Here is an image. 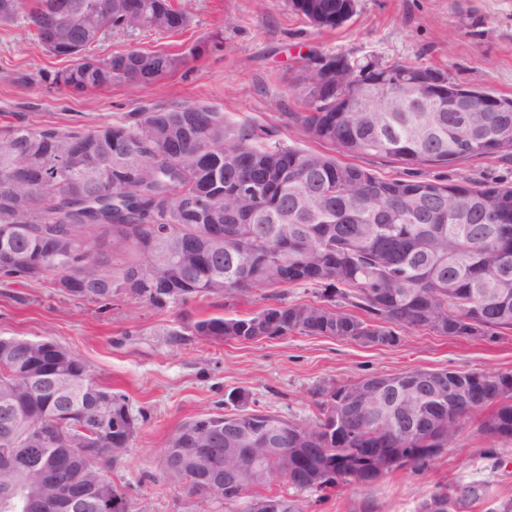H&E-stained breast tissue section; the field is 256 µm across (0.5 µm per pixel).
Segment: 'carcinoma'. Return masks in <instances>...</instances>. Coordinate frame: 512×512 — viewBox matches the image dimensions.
I'll return each instance as SVG.
<instances>
[{
    "instance_id": "obj_1",
    "label": "carcinoma",
    "mask_w": 512,
    "mask_h": 512,
    "mask_svg": "<svg viewBox=\"0 0 512 512\" xmlns=\"http://www.w3.org/2000/svg\"><path fill=\"white\" fill-rule=\"evenodd\" d=\"M57 0H16V16L31 26ZM85 27L100 23L108 30L131 31L157 25L173 34L190 23L187 7L171 0H64ZM352 0H289L312 26H341L336 13ZM76 62L59 71L53 84L82 94L114 80L131 86L149 83L135 71L117 67L126 57L145 63L158 56L166 71L181 59L165 52L136 49L116 53L112 70L100 73L82 61L89 43L82 30ZM445 75L424 64H387L373 55L353 57L332 81L355 83L366 73L383 78L381 89L363 95L360 112H336V96L318 95L324 76L302 72L299 82L307 112L299 116L314 138L346 156L393 157L411 166L446 167L495 153H512V99L488 87H467L479 106L493 99L503 112H453L448 101L421 106L394 92L398 73ZM198 126L188 134L186 111ZM470 137L467 154L451 153L456 141ZM265 185L259 196L246 185ZM239 206L255 211L256 221L238 224L231 212ZM170 225L166 238L155 227ZM512 265V182L449 183L445 180L383 178L338 157L295 146L261 147L252 132L224 120V113L189 102L140 108L120 123L90 130L7 126L0 129V281H48L71 298L105 309L124 295L157 309L175 308L194 299L242 291L248 287L314 285L318 302L278 303L271 335L331 336L360 345L393 346L401 331H430L441 336L512 333V275L498 274L503 261ZM252 318L215 316L194 322L191 332L220 342L249 335ZM65 372L55 388L37 394L33 375L47 367ZM475 395L467 408L441 422L442 430L425 437L396 439L391 417L370 412L350 423L358 448H402L409 465L423 469L434 459L418 448L454 446L461 420L480 419L487 434L512 437V372L473 370ZM400 374L381 381V394L392 402L405 391ZM103 390L81 357L52 338L30 340L8 349L0 340V434L9 429L19 449L39 448L35 425L69 431L82 426L97 433V422L118 417L127 404L112 393V406L96 404ZM318 414L301 420L306 447L345 448L326 412L336 391L322 393ZM117 433L97 439L107 458L122 457L130 444ZM174 461L195 469L188 449L169 437ZM338 456L335 476L316 484L309 463L281 456L260 457L261 464L288 474L297 490L323 491L371 484L380 475L368 471L362 457L356 466ZM67 471L96 503L121 498L126 506L87 512H133L128 495L101 479L99 470L73 459ZM195 501L196 512L210 505L242 506L256 512L264 495L257 489ZM487 494L479 481L451 490L436 487L459 512ZM41 501L40 512H53V487L23 470L0 469V512H25L23 500Z\"/></svg>"
}]
</instances>
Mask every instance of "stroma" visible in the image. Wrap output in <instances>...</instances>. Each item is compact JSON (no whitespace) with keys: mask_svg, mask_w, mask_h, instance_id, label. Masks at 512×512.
<instances>
[{"mask_svg":"<svg viewBox=\"0 0 512 512\" xmlns=\"http://www.w3.org/2000/svg\"><path fill=\"white\" fill-rule=\"evenodd\" d=\"M187 6L182 32L112 30L90 55L137 49L183 54L184 66L136 88L116 82L82 95L51 85L70 59L48 53L25 20L0 25V128L8 125L93 128L120 122L145 105H211L229 122L254 130L256 142L333 152L309 135L294 84L308 55L319 51L374 55L385 62L423 63L457 82L488 86L512 98V0H357L341 27L316 29L288 0H171ZM425 179L512 181V156L499 153L448 168L422 167ZM310 286L253 288L158 310L129 297L110 308L71 299L43 282L0 284V336L51 337L77 353L98 384L125 394L137 419L128 453L109 475L133 512H192L194 501L164 477L162 448L179 424L224 412L229 392L248 407L308 419L322 391L371 374L411 369L512 372V333L493 339L413 331L391 347H367L329 336L291 334L258 342L208 343L190 322L213 315L244 317L269 305L314 300ZM479 480L485 499L462 512H489L512 498V439L460 425L452 449L425 471L403 467L374 483L330 492L300 491L279 482L273 493L303 512H417L436 485Z\"/></svg>","mask_w":512,"mask_h":512,"instance_id":"obj_1","label":"stroma"}]
</instances>
